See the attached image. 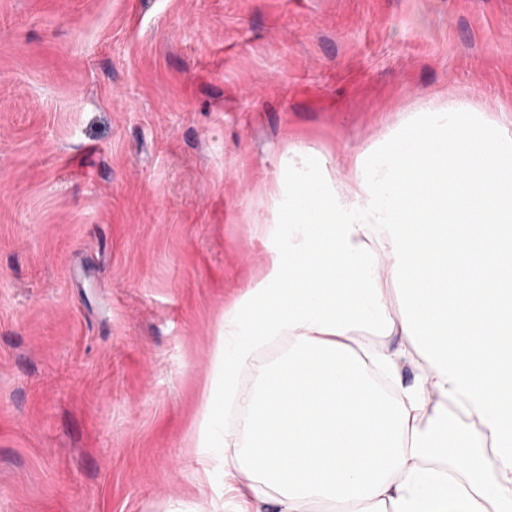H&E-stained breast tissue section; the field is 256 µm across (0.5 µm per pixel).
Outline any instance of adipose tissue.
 I'll return each mask as SVG.
<instances>
[{
  "mask_svg": "<svg viewBox=\"0 0 512 512\" xmlns=\"http://www.w3.org/2000/svg\"><path fill=\"white\" fill-rule=\"evenodd\" d=\"M346 164L298 143L263 189L266 266L224 309L194 423L203 474L235 512H512V116L431 100Z\"/></svg>",
  "mask_w": 512,
  "mask_h": 512,
  "instance_id": "adipose-tissue-1",
  "label": "adipose tissue"
}]
</instances>
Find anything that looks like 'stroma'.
<instances>
[{"label":"stroma","mask_w":512,"mask_h":512,"mask_svg":"<svg viewBox=\"0 0 512 512\" xmlns=\"http://www.w3.org/2000/svg\"><path fill=\"white\" fill-rule=\"evenodd\" d=\"M448 95L512 110V0H0V512H208L258 187Z\"/></svg>","instance_id":"obj_1"}]
</instances>
